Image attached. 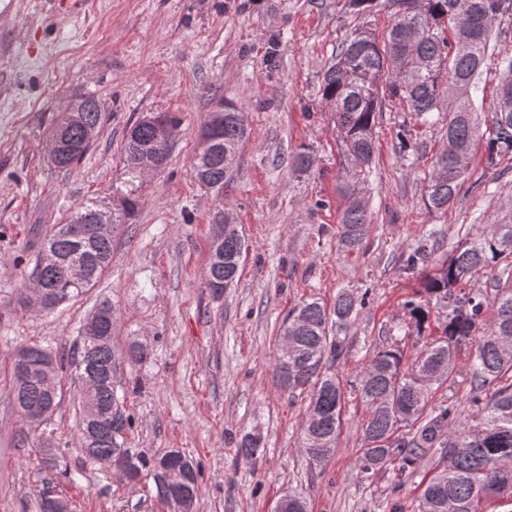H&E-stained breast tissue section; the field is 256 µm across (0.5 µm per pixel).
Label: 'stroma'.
Instances as JSON below:
<instances>
[{
  "mask_svg": "<svg viewBox=\"0 0 512 512\" xmlns=\"http://www.w3.org/2000/svg\"><path fill=\"white\" fill-rule=\"evenodd\" d=\"M354 24L346 0H86L61 12L50 0H16L12 12L0 13V512H35L33 493L48 474L39 465L47 434L75 474L58 481L75 512H164L146 482L123 483L82 463L77 385H65L55 416L31 430L9 396L15 349L70 348L102 302L111 303L119 336L147 350L143 362L120 372L134 418L130 445L177 449L200 463L193 512H272L287 492L305 497L310 512H415L433 463L364 479L356 461L366 408L355 399L345 403L336 452L321 464L309 461L301 428L309 393L284 391L275 379L278 329L300 301L330 308L338 292L352 290L365 294L366 305L333 368L343 386L356 383L392 337L412 363L440 336L447 314L425 291L426 277L470 241L474 214L486 224L512 218V155L488 165L487 140L479 138L467 178L483 179L487 193L464 191L448 210H430L427 176L445 145L448 114L426 122L386 100L372 170L359 188L369 232L358 250L342 248L343 157L322 78ZM498 33L474 95L485 122L512 58V14ZM89 91L101 100L104 126L79 164L57 168L45 149L49 132L64 106ZM215 91L238 105L249 129L234 182L220 198L191 169ZM147 112L176 113L181 132L165 167L144 182L137 211L117 227L111 267L52 313L21 309L16 294L43 237L123 181L125 131ZM406 127L412 139L402 152ZM304 148L314 162L298 173L288 159ZM224 213L247 251L217 300L206 278L211 226ZM432 228L439 231L433 241ZM421 247L428 262L405 270L403 256ZM409 300L428 303L425 328L409 315ZM474 350L462 345L451 379L433 386V402L471 412ZM253 430L266 448L251 464L236 446Z\"/></svg>",
  "mask_w": 512,
  "mask_h": 512,
  "instance_id": "35a3bbf8",
  "label": "stroma"
}]
</instances>
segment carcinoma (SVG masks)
Listing matches in <instances>:
<instances>
[{"instance_id": "carcinoma-1", "label": "carcinoma", "mask_w": 512, "mask_h": 512, "mask_svg": "<svg viewBox=\"0 0 512 512\" xmlns=\"http://www.w3.org/2000/svg\"><path fill=\"white\" fill-rule=\"evenodd\" d=\"M394 21L379 41L368 24L337 45L323 75V101L333 114L345 158L341 191L350 199L341 220L340 242L357 249L369 229L366 204L358 196L367 181L375 153L373 127L386 99L399 98L419 117L440 111L448 96L447 144L427 179L428 209L445 210L460 194L469 168L471 147L479 132L472 93L488 55L499 17L512 12V0H388ZM493 104L492 137L487 141L488 165L512 154V61ZM158 124L179 136L181 119L171 112L154 113ZM103 122L100 98L94 93L76 97L68 114L51 129L48 140L63 144L56 166L69 169L79 163L95 142ZM248 135L242 110L219 98L200 130V149L192 161L193 173L204 188L223 197ZM125 179L112 188L120 207L112 223L121 224L139 205L143 184L142 160L157 155L167 161L170 149L157 140L155 125L136 120L122 142ZM245 241L235 228L215 229L210 243L207 288L224 290L236 279ZM112 263V237L76 239L59 226L46 235L32 277L59 306L93 288ZM490 272L484 288H462L460 283ZM426 292L448 305L441 336L425 346L414 362L403 366L400 349L378 352L354 387L366 406L362 425L364 448L357 466L373 479L392 469L403 475L436 459L432 477L419 497L417 512H482L490 498L512 502V222L488 224L456 252L424 285ZM366 295L347 291L336 298L333 313L318 302L297 307L301 321L283 320L279 337L288 340L280 352L276 373L281 387L294 392L316 380L306 409L303 451L315 464L337 449L345 404L338 375L322 372L347 352L343 331L365 306ZM489 322H483L488 308ZM420 328L430 310L406 303ZM483 328L470 373V403L474 416L460 418L453 405H433L435 384L447 381L457 365L458 345ZM112 304H99L81 325L67 352L39 346L19 350L12 363L11 394L25 420L41 422L60 405L61 383L73 372L81 383L75 413L84 461L112 463L119 480H152L157 500L166 512H193L199 494L201 468L178 450H138L127 446L133 427L127 397L117 384V373L128 362L145 357L144 347L115 336ZM492 392H487V387ZM46 467L57 468L55 443L40 446ZM262 437L247 433L237 455L256 462L263 455ZM57 491L46 479L35 494L37 512H73L65 496L43 497Z\"/></svg>"}]
</instances>
